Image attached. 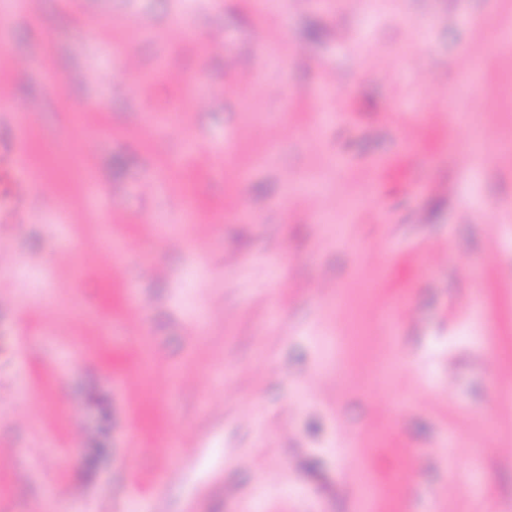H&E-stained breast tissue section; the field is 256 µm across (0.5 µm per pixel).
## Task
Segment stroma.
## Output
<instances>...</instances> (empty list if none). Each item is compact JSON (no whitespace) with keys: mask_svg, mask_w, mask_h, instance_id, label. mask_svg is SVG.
<instances>
[{"mask_svg":"<svg viewBox=\"0 0 512 512\" xmlns=\"http://www.w3.org/2000/svg\"><path fill=\"white\" fill-rule=\"evenodd\" d=\"M22 2L0 512H512V0ZM13 105L1 98L0 122V225L23 224L39 187L40 177L28 165L29 128L24 121L14 122L6 108ZM7 117V119H5ZM8 199V205L2 199Z\"/></svg>","mask_w":512,"mask_h":512,"instance_id":"obj_1","label":"stroma"}]
</instances>
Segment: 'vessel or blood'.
<instances>
[{
	"label": "vessel or blood",
	"mask_w": 512,
	"mask_h": 512,
	"mask_svg": "<svg viewBox=\"0 0 512 512\" xmlns=\"http://www.w3.org/2000/svg\"><path fill=\"white\" fill-rule=\"evenodd\" d=\"M29 128L25 122L0 121V225L25 223L40 178L28 165Z\"/></svg>",
	"instance_id": "obj_1"
}]
</instances>
